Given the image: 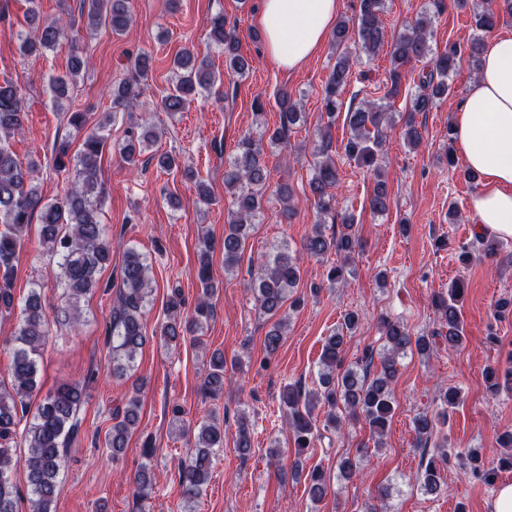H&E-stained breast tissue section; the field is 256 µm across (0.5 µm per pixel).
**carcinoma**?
Segmentation results:
<instances>
[{"label":"carcinoma","mask_w":512,"mask_h":512,"mask_svg":"<svg viewBox=\"0 0 512 512\" xmlns=\"http://www.w3.org/2000/svg\"><path fill=\"white\" fill-rule=\"evenodd\" d=\"M27 21L30 32L17 34L20 51L25 56H39L54 48L67 23L61 18L46 19L37 8V0H28ZM383 0H359L356 17L348 22L339 20L332 38L336 47L345 46L349 41L360 47L369 56L377 54L384 46L390 47L391 68L388 81L390 86L385 99L399 94L402 83V69L412 62L431 58V69L420 78L418 92L411 100L409 112L404 118L405 140L415 149L420 144L415 116L429 111L438 100L447 97L450 87L448 78L463 61L480 64L484 49L483 35L491 32L496 25V14L483 9L474 14L476 29L480 34L461 45L452 43L438 53L430 44L431 17L421 14L398 34L390 33L381 18ZM80 14L86 15V26L92 30L105 27L114 34L123 33L131 20L126 0H80ZM210 36L216 46L224 51V76L216 75L207 57L199 58L184 48L173 59L176 81L171 92L163 99L162 105L168 112H181L203 91L214 85L224 87V101L234 102L237 97L236 78L244 76L251 67L250 61L239 51L235 27L228 25L224 13L214 15L210 20ZM84 62L79 55L71 59L68 72L50 80L54 102L59 104L70 99L71 87ZM131 69L134 79L112 86V109L115 112L129 107L134 99L141 96L148 85L151 72V57L141 52L133 57ZM351 79V64L347 51H342L323 87L322 106L327 123L320 133L321 144L314 163L310 181L315 208L319 221L304 243L303 249L309 255L323 258L336 254L343 261L332 266L327 274L328 281L338 283L344 280V272L352 254L359 246L353 231V218L336 210L339 175L332 151L331 128L343 107L339 99L341 92ZM354 92L345 112L344 123L350 135L343 144L344 155L360 168L379 170V159L385 142L387 128L392 125L393 113L386 104L374 100L358 99ZM280 108V127L263 130L256 139L252 133L243 134L237 143V153L224 168V190L230 196L231 210L224 228V269L238 263L246 242L253 229V221L264 208L267 166L261 138L269 144L279 145L288 141V131L303 120L299 105L292 100L288 90L277 94ZM25 117V100L21 88L13 83L0 85V314H9L15 309L14 260L21 248L23 237L38 218L41 226L40 240L52 255L59 257L61 269L60 284L63 294L71 303H76L99 286V273L110 262L112 242L106 237L100 222L98 196L101 189L100 171L106 139L97 131L86 135L76 153L75 178L62 198L43 204L38 191L31 185V173L35 164L22 165L11 150L9 138L22 127ZM153 131L136 126L128 131L122 155L125 162L136 167L148 144L155 141ZM70 144L66 141L54 144L53 167L58 172L66 171L65 158ZM149 160L163 171L179 168L178 157L173 153H154ZM373 214L389 209V197L385 181L376 182L373 194L368 198ZM331 221V233L322 230L326 221ZM478 253L495 257L500 242L493 236L481 235L471 243ZM211 247L202 241L198 255L197 279L202 295L193 308L186 306L181 290H173L165 307V322L160 328V340L166 345L175 344L185 336L198 331L214 315L211 298L213 288L211 276ZM147 259L134 249L127 251L120 269L121 288L119 304L112 308V318L107 328L108 360L112 372L124 374L142 351L149 337L143 332L142 316L152 293ZM301 278L299 258L287 251H278L258 265L251 276V287L260 311L272 321L264 337L268 354H274L280 347L285 328L281 311L285 304L295 306L301 298L293 297ZM463 284L457 282L448 288L445 296H438L435 308L448 327L445 340L448 348L459 346L464 339L459 303L463 297ZM21 319L14 338L12 361L8 367L10 388L0 389V512H18L19 489L13 482L12 473L18 464L15 458L17 429L26 416L25 400L37 388L38 358L48 337L46 314L41 293L33 289L20 309ZM382 349L371 347L363 350L357 367L343 368L344 337L352 335L361 325L360 314L354 310L346 313L343 323L335 334L329 336L322 348L319 376L321 392H305L302 384L284 386L279 392V402L286 414L288 426L296 437L297 447H310L328 432L341 428L342 422L336 416L337 402L342 401L352 417L364 420L370 431L383 435L394 412L395 400L392 385L399 374V359L409 352L424 355L430 349L426 336H414L408 327L398 320L382 317L379 319ZM379 366H374V361ZM224 354L212 353L209 369L202 389L210 397L224 391ZM375 373H370L371 368ZM86 386L79 382H65L57 385L38 404L32 421L23 430L28 454L24 458L30 512H54L57 497L58 478L64 463L65 446L81 428L79 409L85 399ZM140 389L136 388L123 409L112 413L113 424L104 436L106 450L116 459L124 454L129 435L139 420ZM442 409L431 415L422 413L414 418L417 444L425 448L431 443L435 426L447 423L449 411L461 402L456 389H442L439 393ZM323 403V424H317L315 412L318 403ZM224 447V427L215 418L204 420L194 432V447L186 459L177 463L179 484L187 500L202 495L210 480V463L214 450ZM470 470L472 477L489 484L494 471L484 468L479 454L468 451L458 455ZM449 455L442 451L421 459L418 479L425 491L440 490V465L448 461ZM137 494L146 499L152 489V468L145 464L133 480ZM327 481L322 472L314 470L310 476L308 494L312 501L320 502L327 495Z\"/></svg>","instance_id":"cac0c4a2"}]
</instances>
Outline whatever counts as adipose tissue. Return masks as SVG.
<instances>
[{
    "label": "adipose tissue",
    "mask_w": 512,
    "mask_h": 512,
    "mask_svg": "<svg viewBox=\"0 0 512 512\" xmlns=\"http://www.w3.org/2000/svg\"><path fill=\"white\" fill-rule=\"evenodd\" d=\"M337 12L338 0H261L256 22L267 54L282 67L296 68L333 29ZM453 126L465 164L484 178L470 205L476 224L512 238V36L487 43Z\"/></svg>",
    "instance_id": "obj_1"
}]
</instances>
